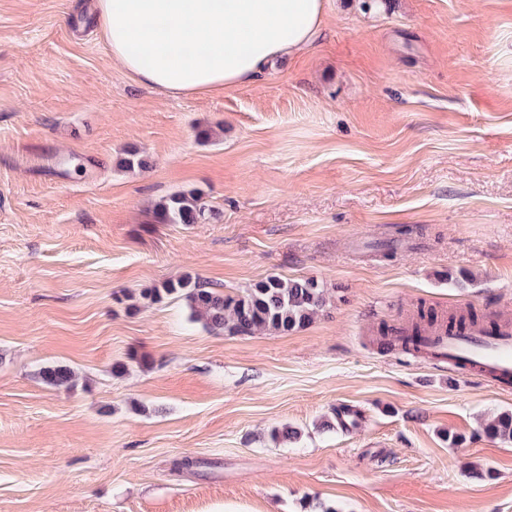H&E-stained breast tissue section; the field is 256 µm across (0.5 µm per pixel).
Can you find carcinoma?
<instances>
[{
  "label": "carcinoma",
  "instance_id": "carcinoma-1",
  "mask_svg": "<svg viewBox=\"0 0 512 512\" xmlns=\"http://www.w3.org/2000/svg\"><path fill=\"white\" fill-rule=\"evenodd\" d=\"M155 209L161 224H199L214 215L203 196L196 191L165 197L155 205ZM168 297L183 299L192 319L213 331L233 336H251L258 331L286 333L311 322L326 306L325 289L316 280L279 275H270L237 296L226 295L191 276L165 281L142 293V298L153 303ZM471 327L482 329L486 335L501 332L498 321H486L472 308L443 319L434 310L421 307L402 327V336L398 331L381 325L378 344L387 349L398 348L405 353L416 354L425 337L436 330L449 333ZM39 377L43 383L56 388L71 389L78 383V375L67 365L45 366L39 371ZM483 432L490 439L512 443V412L495 416L485 425Z\"/></svg>",
  "mask_w": 512,
  "mask_h": 512
}]
</instances>
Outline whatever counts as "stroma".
<instances>
[{
  "label": "stroma",
  "mask_w": 512,
  "mask_h": 512,
  "mask_svg": "<svg viewBox=\"0 0 512 512\" xmlns=\"http://www.w3.org/2000/svg\"><path fill=\"white\" fill-rule=\"evenodd\" d=\"M325 11L256 81L174 98L113 62L92 0H0V512H512V444L482 432L512 392L373 342L423 303L512 317V0ZM192 190L215 219L155 221ZM187 274L328 304L214 333L141 297ZM343 406L360 425L327 429ZM39 377L46 385L71 389L78 383V375L67 365H50L41 368Z\"/></svg>",
  "instance_id": "1"
}]
</instances>
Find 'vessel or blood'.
Returning a JSON list of instances; mask_svg holds the SVG:
<instances>
[{
	"label": "vessel or blood",
	"mask_w": 512,
	"mask_h": 512,
	"mask_svg": "<svg viewBox=\"0 0 512 512\" xmlns=\"http://www.w3.org/2000/svg\"><path fill=\"white\" fill-rule=\"evenodd\" d=\"M427 355L447 363L449 369L470 373L491 382L512 383V329L487 336L472 328L462 334L443 333L424 342Z\"/></svg>",
	"instance_id": "vessel-or-blood-1"
}]
</instances>
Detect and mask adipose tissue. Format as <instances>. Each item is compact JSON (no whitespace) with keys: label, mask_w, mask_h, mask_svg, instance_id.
<instances>
[{"label":"adipose tissue","mask_w":512,"mask_h":512,"mask_svg":"<svg viewBox=\"0 0 512 512\" xmlns=\"http://www.w3.org/2000/svg\"><path fill=\"white\" fill-rule=\"evenodd\" d=\"M113 60L168 96L258 79L273 60L321 35L324 0H96Z\"/></svg>","instance_id":"adipose-tissue-1"}]
</instances>
